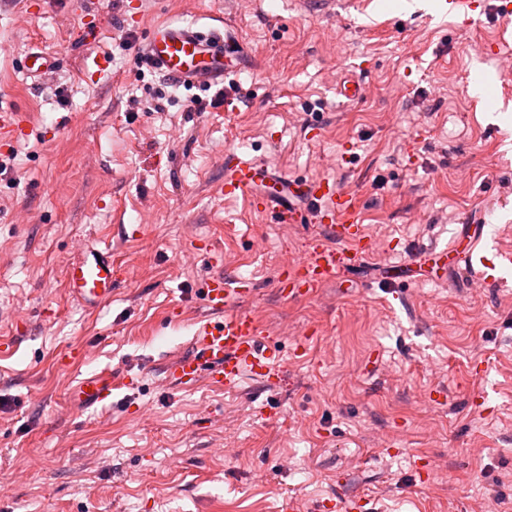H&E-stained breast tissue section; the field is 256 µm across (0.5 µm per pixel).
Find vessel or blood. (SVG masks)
<instances>
[{
    "instance_id": "obj_1",
    "label": "vessel or blood",
    "mask_w": 512,
    "mask_h": 512,
    "mask_svg": "<svg viewBox=\"0 0 512 512\" xmlns=\"http://www.w3.org/2000/svg\"><path fill=\"white\" fill-rule=\"evenodd\" d=\"M230 44L236 45L237 55L228 63L222 48ZM142 55L163 78L184 85L220 84L253 64L229 24L219 34L203 31L194 23H156L144 41ZM224 169L220 185L224 195L246 196L253 206L271 213L274 223L307 221L328 232L327 237L315 238L307 258L280 273L277 286L282 295L314 297L320 288L335 283L376 253L374 240L358 220V197L335 180L293 179L264 161H245L232 153L226 154ZM430 257L437 268L463 274L474 271L490 283L512 277V255L489 240L482 224L463 226L448 244L434 248ZM112 276V261L99 250L67 271L71 292L89 304L102 302L111 294ZM251 291L249 282H230L219 273L207 278L203 301L209 316L197 326L194 351L179 356L168 368L171 384L187 390L204 381L214 388L233 390L247 377L267 387L281 384L284 373L279 347L256 318L232 308ZM79 396L87 406L104 404L112 399V385L92 377L82 383Z\"/></svg>"
}]
</instances>
